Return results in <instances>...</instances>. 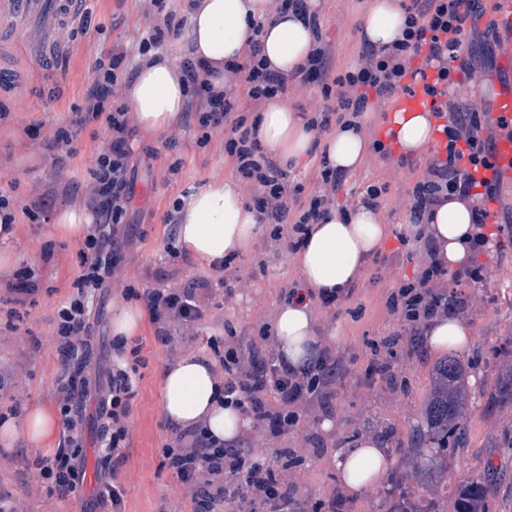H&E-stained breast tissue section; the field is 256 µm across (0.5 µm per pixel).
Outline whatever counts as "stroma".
Instances as JSON below:
<instances>
[{
    "instance_id": "obj_1",
    "label": "stroma",
    "mask_w": 512,
    "mask_h": 512,
    "mask_svg": "<svg viewBox=\"0 0 512 512\" xmlns=\"http://www.w3.org/2000/svg\"><path fill=\"white\" fill-rule=\"evenodd\" d=\"M320 4L323 39L331 69L338 72L358 60L359 24L367 5L365 0ZM83 8L90 12L91 24L71 29L57 62L41 64L12 45L0 44V69L14 80L10 89L0 90V188L11 194L16 208L13 234L0 240L1 415L23 416L37 407L59 411L65 374L56 343L58 311L74 296L71 283L78 273L82 240L59 227L56 216L66 205L91 201L89 171L108 135L101 122L88 121L63 151L52 145L54 132L69 125L75 107L83 105L97 58L126 52L120 68L130 70L141 39L162 23L164 13L153 0H85ZM198 137L195 124L184 120L163 135L134 131L132 202L120 226L125 247L90 313L86 372L93 379L106 375L116 358L112 311L124 302L125 289H172L200 278L213 282L204 318L172 325L170 345L157 342L148 321L130 339L140 345L143 361L134 374L138 394L120 472L126 489L124 512L192 510L178 479L162 465V448L175 435L161 409L164 368L186 355L213 357L214 345L223 342L229 327L241 345L261 340L260 326L273 323L283 291L298 278L291 253L266 235L234 259L232 266L247 285L230 296L217 284L210 264L167 255L176 227L163 217L173 202L231 172L223 134L212 135L205 145ZM414 179L409 169L368 156L359 171L347 176L337 196L339 204L351 205L367 185L388 183L389 204L382 214L393 235L371 259L351 296L335 307L316 308L324 345L336 359L333 396L327 410L300 416L288 434L272 441L273 447L289 449L297 459L290 480L299 512H312L339 490L336 469L327 461L332 449L346 446L359 433L376 436L383 430L391 466L378 490L351 500V512H391L403 489L412 499L433 502L436 512H456L458 486L468 478L485 484L493 512H512V404L491 402L503 379L512 375V223L496 232L493 255L479 257L489 274L486 283L460 288L465 300L460 312L473 336L470 353L461 358L468 367L467 443L449 457L447 472H435L426 464V453H414L412 439L424 426V401L440 356L422 338L402 335L400 320L387 308L393 287L413 277L419 264L418 254L398 240L408 230L407 198ZM396 333L402 336L394 362L396 383L368 382L364 371L373 344ZM79 412L82 465L96 468L99 481H106L97 397L81 399ZM327 417L336 423L329 435L320 429ZM64 432V426H57L40 446L21 441L11 449L0 445V506L6 512H112L111 503L100 502L99 487L81 485L61 495L36 470L35 459L53 455Z\"/></svg>"
}]
</instances>
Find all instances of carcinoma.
<instances>
[{"label": "carcinoma", "instance_id": "1", "mask_svg": "<svg viewBox=\"0 0 512 512\" xmlns=\"http://www.w3.org/2000/svg\"><path fill=\"white\" fill-rule=\"evenodd\" d=\"M467 390L465 367L455 358H444L434 369V386L424 404L426 425L420 430V440L442 452L448 441L461 447L466 435ZM456 512H491L485 486L474 479L459 484Z\"/></svg>", "mask_w": 512, "mask_h": 512}]
</instances>
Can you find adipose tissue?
<instances>
[{"label": "adipose tissue", "mask_w": 512, "mask_h": 512, "mask_svg": "<svg viewBox=\"0 0 512 512\" xmlns=\"http://www.w3.org/2000/svg\"><path fill=\"white\" fill-rule=\"evenodd\" d=\"M189 20L178 40V52H150L138 64L127 92V104L137 127L161 134L168 131L187 109L190 84L183 59L204 67L216 89L224 87V67L240 60L251 37H259L263 53L279 72L289 74L302 65L312 43V34L294 15L277 16L271 0H193ZM405 13L400 0H374L365 14L360 32L376 46L392 42L401 30ZM261 33H254L255 23ZM435 128L427 112L394 110L384 131L396 148L408 155L434 143ZM259 139L278 163L299 165L312 151L326 154L330 164L352 174L368 152L367 137L350 130L315 140L297 112L284 104L263 110ZM176 234L179 244L195 259L214 263L242 250L260 236L264 227L246 205L238 182L231 177L215 180L182 198ZM427 233L441 263L457 272L471 266L476 242L484 230L473 222L470 200L452 198L439 206ZM390 235L380 212L355 204L347 214L331 212L323 223L313 225L294 255L299 272L297 295L276 313V352L292 369L305 372L323 348L316 331L313 302L317 297H340L362 276L370 259L383 248ZM424 342L435 353H464L472 344L469 325L452 314L431 319ZM162 411L172 426L186 429L203 426L215 439L231 444L249 428V421L225 404L224 379L209 359L183 356L166 366L161 379ZM53 414L38 408L23 421L0 423V438L6 444L25 441L43 444L54 432ZM331 461L340 486L352 497H361L380 486L390 467L387 449L371 435L355 437L348 447L335 449Z\"/></svg>", "instance_id": "ef3b65f1"}]
</instances>
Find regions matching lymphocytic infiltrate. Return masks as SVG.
I'll return each mask as SVG.
<instances>
[{
  "label": "lymphocytic infiltrate",
  "mask_w": 512,
  "mask_h": 512,
  "mask_svg": "<svg viewBox=\"0 0 512 512\" xmlns=\"http://www.w3.org/2000/svg\"><path fill=\"white\" fill-rule=\"evenodd\" d=\"M275 13L295 12L308 21L317 38L306 64L286 75L270 67L259 40H251L244 62L225 66L224 90L214 92L208 82L199 80L196 67L184 68L195 102L188 118L208 143L214 133L224 135V155L232 172L249 195V208L258 223L269 225V235L288 251L302 245L311 225L320 223L337 200L345 181L344 173L320 159L314 172L316 189L305 192L290 172L270 160L264 152L256 128L253 108L287 100L292 83L318 84L323 97H336L335 106H326L308 118L310 128L323 134L333 127L361 132L365 114L400 93L412 92L406 84L408 73L423 76L433 71V81L423 85L431 99L430 114L438 119L437 129L445 137L413 183L409 196L411 232L400 235L402 244L418 245L422 266L414 280L400 282L387 301L389 311L400 318L409 335L421 333L424 322L447 314L458 301L449 292V283L464 281L480 284L486 279L482 265L451 274L437 261L426 227L435 206L457 195L473 202L476 224H487L491 203L499 199L502 179L496 175L493 153L498 130L507 129L504 118L490 120L488 113L459 102L456 76H473L472 56L464 52L469 37L493 29L477 27L483 15L480 0H410L405 7V25L390 45L377 48L361 44L355 67L330 76L326 52L318 35L320 19L308 11L306 0H272ZM121 53L109 60H97L86 105L77 109L71 127L57 130L55 144L70 145L74 128L87 120L101 121L110 134L104 151L97 156L90 177L96 196V225L84 238L79 250V271L72 282L76 294L59 312L56 328L57 349L62 363L74 377L60 387V412L67 433L63 446L54 455L36 460L42 478L50 480L60 494L74 492L82 478L78 464L83 441L76 431L79 419L74 399L87 395L90 382L85 374L86 336L89 331V304L122 257L123 239L105 234L106 226H119L131 200L129 113L124 106H112L118 83ZM420 67H413V59ZM203 283L167 291L148 289L143 299L156 326V338L168 343L167 323L191 324L202 320ZM118 360L112 365L108 392L101 399L102 464L112 472L102 498L112 503V512H123L125 487L118 478L124 460L122 448L128 434L127 418L137 395L135 383L124 366V359L140 363L141 348L116 345ZM224 372V400L239 408L250 420L252 430L277 435L296 426L301 409L313 396L327 397L336 376V361L329 352L307 373L291 370L275 353H263L257 346L241 347L226 339L219 358ZM290 451L273 448L257 454L245 448H230L209 436L203 428L178 431L174 441L162 450L164 467L172 470L187 488L193 512H294L295 499L284 479Z\"/></svg>",
  "instance_id": "lymphocytic-infiltrate-1"
}]
</instances>
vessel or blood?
I'll list each match as a JSON object with an SVG mask.
<instances>
[{"mask_svg":"<svg viewBox=\"0 0 512 512\" xmlns=\"http://www.w3.org/2000/svg\"><path fill=\"white\" fill-rule=\"evenodd\" d=\"M78 6L79 0H0V33L23 31L19 49L39 55L48 47L61 48ZM490 20L501 37L503 58L512 60V0H494Z\"/></svg>","mask_w":512,"mask_h":512,"instance_id":"1","label":"vessel or blood"}]
</instances>
